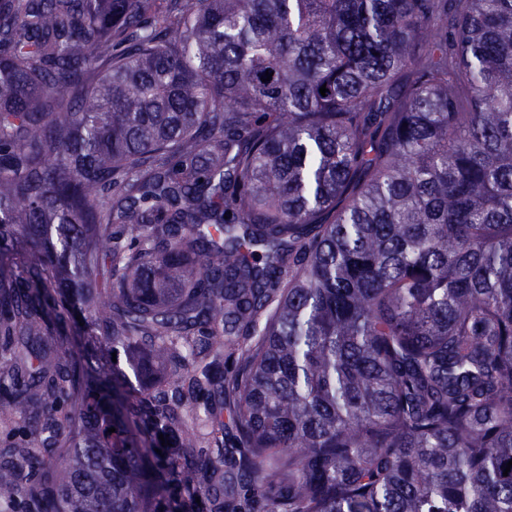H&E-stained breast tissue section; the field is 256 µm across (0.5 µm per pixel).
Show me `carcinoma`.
Masks as SVG:
<instances>
[{
    "instance_id": "obj_1",
    "label": "carcinoma",
    "mask_w": 512,
    "mask_h": 512,
    "mask_svg": "<svg viewBox=\"0 0 512 512\" xmlns=\"http://www.w3.org/2000/svg\"><path fill=\"white\" fill-rule=\"evenodd\" d=\"M162 3L0 0V499L512 512V0ZM192 406H197L198 410L201 412V415H203L204 406L212 407L219 418H223L224 421L226 419L227 412L224 406V397L220 388L214 387L202 392L198 396L197 402L195 404L193 403V405H190L188 411ZM34 435L24 427V416L18 411L5 408L0 412V450L23 444L34 450L43 451V448L33 447ZM213 464L206 475H198L189 488L172 484L168 487V498L173 502V512H225L224 475L230 470L227 457L213 454ZM199 497L200 503H196ZM176 506V507H175Z\"/></svg>"
}]
</instances>
